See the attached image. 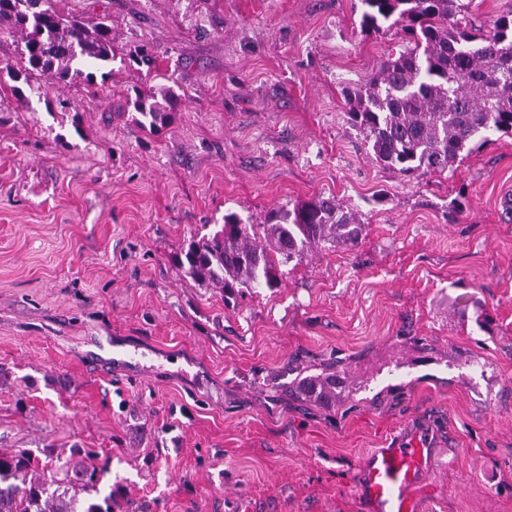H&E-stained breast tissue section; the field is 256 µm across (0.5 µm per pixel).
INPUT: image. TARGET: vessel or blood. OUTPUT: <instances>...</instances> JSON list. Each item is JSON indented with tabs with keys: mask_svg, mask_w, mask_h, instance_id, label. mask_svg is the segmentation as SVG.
<instances>
[{
	"mask_svg": "<svg viewBox=\"0 0 512 512\" xmlns=\"http://www.w3.org/2000/svg\"><path fill=\"white\" fill-rule=\"evenodd\" d=\"M428 451L419 441L382 448L369 459L362 491L375 512H420L412 488L427 465Z\"/></svg>",
	"mask_w": 512,
	"mask_h": 512,
	"instance_id": "1",
	"label": "vessel or blood"
}]
</instances>
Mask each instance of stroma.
I'll return each mask as SVG.
<instances>
[{"mask_svg": "<svg viewBox=\"0 0 512 512\" xmlns=\"http://www.w3.org/2000/svg\"><path fill=\"white\" fill-rule=\"evenodd\" d=\"M150 45L92 90H0V446L109 457L117 506L365 512L372 449L429 450L423 512H512V137L445 172L370 158L343 92L402 48L359 0H57ZM167 87L152 134L115 116ZM333 197L357 246L314 250L233 301L173 255L226 213ZM341 363L353 395L289 398Z\"/></svg>", "mask_w": 512, "mask_h": 512, "instance_id": "1", "label": "stroma"}]
</instances>
